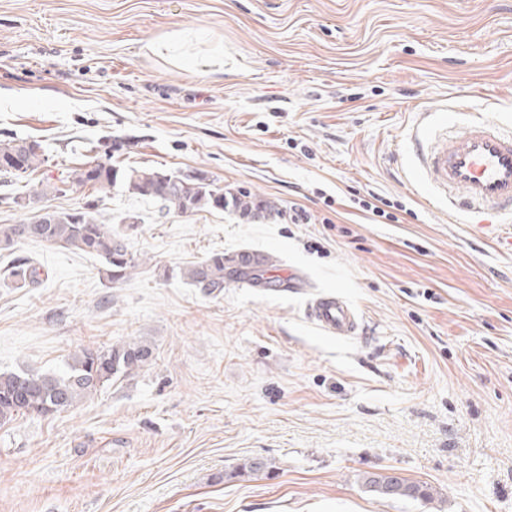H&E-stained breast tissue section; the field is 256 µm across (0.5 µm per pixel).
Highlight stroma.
I'll return each mask as SVG.
<instances>
[{
  "label": "stroma",
  "instance_id": "1",
  "mask_svg": "<svg viewBox=\"0 0 512 512\" xmlns=\"http://www.w3.org/2000/svg\"><path fill=\"white\" fill-rule=\"evenodd\" d=\"M176 31L189 56L223 49V71L146 52ZM424 112L512 123V0H0V138L49 158L0 196L112 141L118 166L203 171L280 210L101 194L139 262L118 283L81 252L0 250V373L154 349L69 410L0 426V512H512V252L409 171ZM87 194L0 206V224ZM371 194L388 217L363 210ZM240 249L346 297L361 330L331 339L306 295L183 275ZM19 256L39 284L5 277ZM369 472L429 496H376Z\"/></svg>",
  "mask_w": 512,
  "mask_h": 512
}]
</instances>
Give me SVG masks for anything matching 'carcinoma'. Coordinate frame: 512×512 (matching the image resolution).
Listing matches in <instances>:
<instances>
[{
  "label": "carcinoma",
  "mask_w": 512,
  "mask_h": 512,
  "mask_svg": "<svg viewBox=\"0 0 512 512\" xmlns=\"http://www.w3.org/2000/svg\"><path fill=\"white\" fill-rule=\"evenodd\" d=\"M15 158L20 161L18 177L33 174L48 163V156L35 141L0 140V165H8ZM181 179V174L157 169L114 166L111 152L106 151L104 156L73 169L62 180V186L47 183L27 195L6 194L0 198V205L24 209V201L31 202L49 193H63L67 186L90 187L98 191L118 186L130 195L159 203L168 214L224 210L230 197L233 198L232 210L243 217L253 218L260 214L266 219L279 213L272 202L248 192H232L203 171L198 172L194 187L187 191L179 189ZM93 207L94 204L88 201L79 208L48 212L27 224H0V247L35 240L80 251L103 259L109 281H125L137 268V262L119 233L107 224L96 222ZM8 272L10 277L23 284L40 280V268L27 258H17ZM183 274L193 285L211 294L222 291L224 280L231 277L222 253L186 267ZM152 355L153 349L148 344L123 343L102 349L85 348L74 353L64 372L58 376L27 371L1 373L0 418L11 421L19 415L49 416L65 411L106 383L132 375L148 364ZM364 484L369 491L385 498L430 496L420 486L398 475L370 474L364 478Z\"/></svg>",
  "instance_id": "obj_1"
}]
</instances>
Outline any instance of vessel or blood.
<instances>
[{
  "label": "vessel or blood",
  "mask_w": 512,
  "mask_h": 512,
  "mask_svg": "<svg viewBox=\"0 0 512 512\" xmlns=\"http://www.w3.org/2000/svg\"><path fill=\"white\" fill-rule=\"evenodd\" d=\"M411 163L436 202L449 211L479 214L478 231L512 222V127L485 116L455 128L447 122L412 132ZM271 288L306 292L308 275L291 268L272 275ZM307 315L324 334L356 335L360 318L345 298L320 292L310 298Z\"/></svg>",
  "instance_id": "b4317fda"
}]
</instances>
